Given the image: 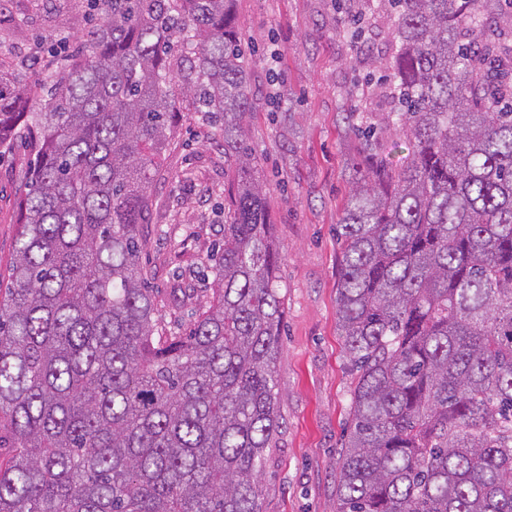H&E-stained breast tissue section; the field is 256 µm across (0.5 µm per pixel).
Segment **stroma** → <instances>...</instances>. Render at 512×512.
<instances>
[{
    "label": "stroma",
    "mask_w": 512,
    "mask_h": 512,
    "mask_svg": "<svg viewBox=\"0 0 512 512\" xmlns=\"http://www.w3.org/2000/svg\"><path fill=\"white\" fill-rule=\"evenodd\" d=\"M249 56L248 147L264 180L285 295L279 385L280 428L263 463L260 512H336V462L349 425L351 371L336 334L340 250L336 224L349 189L348 165L361 140L344 118L378 126V156L399 165L388 90L360 95L369 72L336 33L334 0H237ZM92 16L88 0H14L0 15V63L41 78L61 47H75ZM32 156L25 144L0 154V272L11 264L18 197ZM164 180L141 233L162 322L185 334L209 293L200 277L224 238V140L179 102L165 153Z\"/></svg>",
    "instance_id": "stroma-1"
}]
</instances>
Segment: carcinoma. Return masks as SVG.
Masks as SVG:
<instances>
[{
  "mask_svg": "<svg viewBox=\"0 0 512 512\" xmlns=\"http://www.w3.org/2000/svg\"><path fill=\"white\" fill-rule=\"evenodd\" d=\"M512 0H365L392 20L397 168L363 138L336 236L353 374L336 512H512ZM33 88L0 67V148H33L0 289V512H260L285 295L246 144L235 0H91ZM224 132L234 196L209 305L170 336L140 224L178 98Z\"/></svg>",
  "mask_w": 512,
  "mask_h": 512,
  "instance_id": "1",
  "label": "carcinoma"
}]
</instances>
